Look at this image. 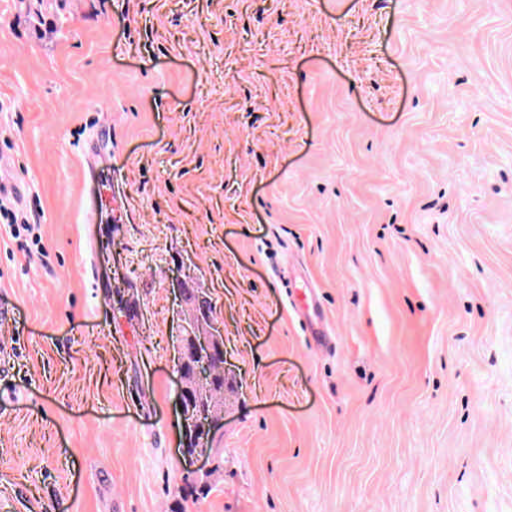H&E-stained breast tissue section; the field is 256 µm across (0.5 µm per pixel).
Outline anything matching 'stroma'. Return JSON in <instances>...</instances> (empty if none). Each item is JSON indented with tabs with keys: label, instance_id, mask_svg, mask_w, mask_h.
Masks as SVG:
<instances>
[{
	"label": "stroma",
	"instance_id": "1",
	"mask_svg": "<svg viewBox=\"0 0 512 512\" xmlns=\"http://www.w3.org/2000/svg\"><path fill=\"white\" fill-rule=\"evenodd\" d=\"M0 198V512H512V0H0ZM184 295L188 311L204 324L211 326L213 305L203 288H184ZM217 356L213 340L210 336L199 333L193 319L188 318L181 322L173 364V370L176 373L174 406L179 417L181 433L178 451L183 459L184 470L187 474L198 473L203 466H195V464L207 462L211 458L212 452L209 445L210 434L200 440L199 448H194L193 433L199 434L203 431L191 430L187 436L185 448L183 442H186V433L195 427L205 428L213 432L224 426L222 405L215 412H210L189 399L194 390L197 393L209 391V383L213 377V363ZM189 366L192 368L191 372H188Z\"/></svg>",
	"mask_w": 512,
	"mask_h": 512
}]
</instances>
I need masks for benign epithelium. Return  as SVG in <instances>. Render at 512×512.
<instances>
[{
  "mask_svg": "<svg viewBox=\"0 0 512 512\" xmlns=\"http://www.w3.org/2000/svg\"><path fill=\"white\" fill-rule=\"evenodd\" d=\"M217 351L211 337L199 332L193 319L180 324L173 370L176 373L174 406L179 417L181 435L198 427L215 431L224 426V410L208 411L190 399L193 392H207L213 377V363ZM184 462V470L196 474L212 455L209 438L200 440L199 447L190 451L178 448Z\"/></svg>",
  "mask_w": 512,
  "mask_h": 512,
  "instance_id": "7a95c632",
  "label": "benign epithelium"
}]
</instances>
